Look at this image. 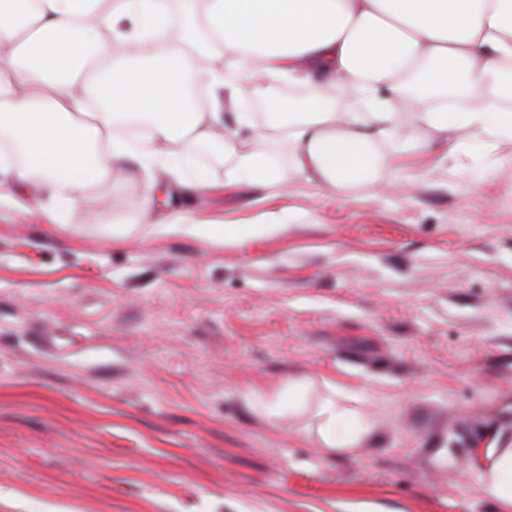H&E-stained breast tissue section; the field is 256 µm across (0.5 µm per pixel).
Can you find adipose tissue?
Returning a JSON list of instances; mask_svg holds the SVG:
<instances>
[{
    "label": "adipose tissue",
    "mask_w": 512,
    "mask_h": 512,
    "mask_svg": "<svg viewBox=\"0 0 512 512\" xmlns=\"http://www.w3.org/2000/svg\"><path fill=\"white\" fill-rule=\"evenodd\" d=\"M170 0H0V176L30 188L33 200L75 199L107 189L115 167L146 175L170 162L190 166L187 144L230 161L254 185L288 175L341 189L401 164L399 129L410 122L426 148L456 152L469 129L512 145V0H202L188 34L168 36ZM199 54L201 79L231 99L191 107L185 81ZM262 94L268 78L303 88L281 100L268 127L292 147L290 170L247 149L260 135L237 96L242 76ZM463 85L467 107L437 103ZM354 97L360 109L338 110ZM149 123L145 138L122 121ZM320 429L327 449H351L366 427L326 400ZM482 494L512 512V448L476 450Z\"/></svg>",
    "instance_id": "adipose-tissue-1"
}]
</instances>
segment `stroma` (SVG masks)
Returning <instances> with one entry per match:
<instances>
[{"label": "stroma", "mask_w": 512, "mask_h": 512, "mask_svg": "<svg viewBox=\"0 0 512 512\" xmlns=\"http://www.w3.org/2000/svg\"><path fill=\"white\" fill-rule=\"evenodd\" d=\"M461 139L403 193L208 155L200 191L118 167L0 207V512H498L473 450L512 448V160ZM331 395L355 450L323 446Z\"/></svg>", "instance_id": "obj_1"}]
</instances>
